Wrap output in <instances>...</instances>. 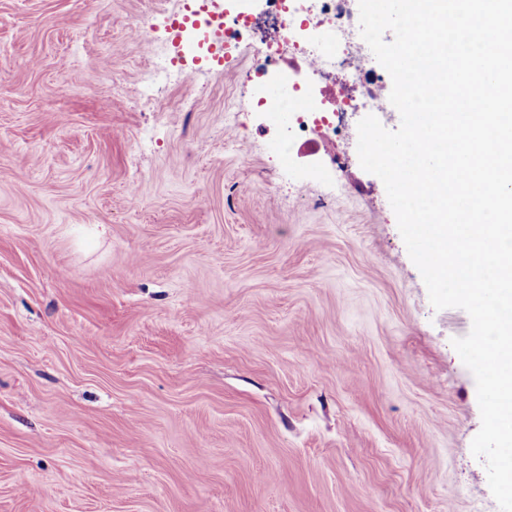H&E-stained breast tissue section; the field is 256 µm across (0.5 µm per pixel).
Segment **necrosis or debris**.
Segmentation results:
<instances>
[{
	"mask_svg": "<svg viewBox=\"0 0 512 512\" xmlns=\"http://www.w3.org/2000/svg\"><path fill=\"white\" fill-rule=\"evenodd\" d=\"M347 0H266V13L276 22L277 37L261 46H251L247 33L256 24L255 17L235 6L224 14L225 49H256L272 59L284 47L293 48L304 63L303 68L277 72L272 84L261 86L257 100L272 123H286L287 136L273 150L277 160L287 161L295 141L313 134L357 139L355 127L343 120L349 112L380 114L385 78L372 65L367 44L361 34L339 40L338 34L350 24ZM340 75L345 85L362 86L358 97L328 101L319 98L307 84V77Z\"/></svg>",
	"mask_w": 512,
	"mask_h": 512,
	"instance_id": "obj_1",
	"label": "necrosis or debris"
}]
</instances>
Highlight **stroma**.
Masks as SVG:
<instances>
[{"label": "stroma", "mask_w": 512, "mask_h": 512, "mask_svg": "<svg viewBox=\"0 0 512 512\" xmlns=\"http://www.w3.org/2000/svg\"><path fill=\"white\" fill-rule=\"evenodd\" d=\"M171 10L0 0V512H500L383 182L274 163L288 57L148 83Z\"/></svg>", "instance_id": "35a3bbf8"}]
</instances>
